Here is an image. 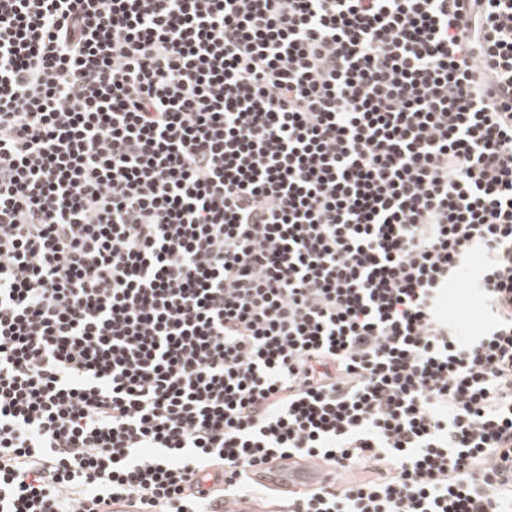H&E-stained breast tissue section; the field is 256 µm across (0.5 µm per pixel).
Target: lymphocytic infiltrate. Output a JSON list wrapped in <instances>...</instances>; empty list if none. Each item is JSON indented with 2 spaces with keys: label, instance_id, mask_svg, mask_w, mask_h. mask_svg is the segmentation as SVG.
I'll list each match as a JSON object with an SVG mask.
<instances>
[{
  "label": "lymphocytic infiltrate",
  "instance_id": "lymphocytic-infiltrate-1",
  "mask_svg": "<svg viewBox=\"0 0 512 512\" xmlns=\"http://www.w3.org/2000/svg\"><path fill=\"white\" fill-rule=\"evenodd\" d=\"M291 457L512 512V0H0V512ZM456 289L448 297V314L464 332H475L485 321L480 300L470 286H457Z\"/></svg>",
  "mask_w": 512,
  "mask_h": 512
}]
</instances>
